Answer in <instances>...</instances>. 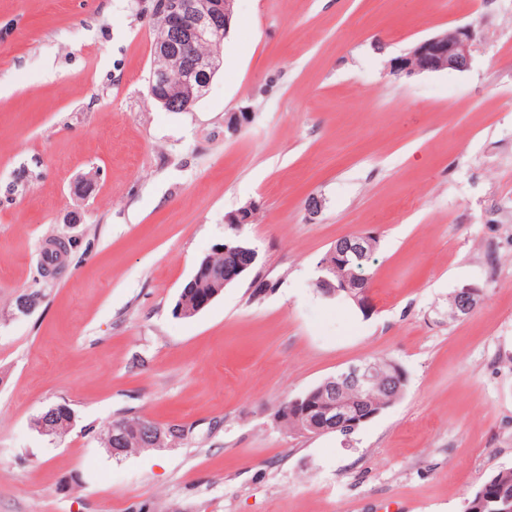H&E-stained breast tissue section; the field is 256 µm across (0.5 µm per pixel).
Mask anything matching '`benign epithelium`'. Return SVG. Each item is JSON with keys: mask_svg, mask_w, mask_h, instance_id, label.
<instances>
[{"mask_svg": "<svg viewBox=\"0 0 512 512\" xmlns=\"http://www.w3.org/2000/svg\"><path fill=\"white\" fill-rule=\"evenodd\" d=\"M234 0H152L150 16L157 25L154 44L149 95L164 108L186 111L207 92L219 67L220 48L229 31L233 17ZM473 31L471 26H459L418 41L407 54L389 64V73L395 77L436 73L445 70L464 72L473 60ZM252 120L249 112L229 114L224 122V133L238 135ZM253 207L248 206L228 217L225 224V244L217 247L226 251L232 243L242 240L246 225L252 223ZM356 241L331 250L318 266L315 284L330 297L352 299L360 308L365 307L369 285L366 275L354 273L353 278L336 279V255L346 256L350 251L359 252V245L369 246V256L377 249L376 236L371 232L348 236ZM44 251L54 253L63 262L70 246L62 238H52L45 243ZM454 308L458 312H472L480 302L481 289L464 285L457 290ZM331 384L319 395L318 403L303 412L296 421L294 433L318 436L329 430H342L347 434L358 426L378 416L380 411L361 415L346 398V388L356 386L370 393L380 386V378L367 362L355 363L329 377ZM67 409L58 404L49 412L34 419V427L42 434L53 431L56 414ZM139 440L153 447L164 439L166 429L161 426L129 424Z\"/></svg>", "mask_w": 512, "mask_h": 512, "instance_id": "benign-epithelium-1", "label": "benign epithelium"}]
</instances>
